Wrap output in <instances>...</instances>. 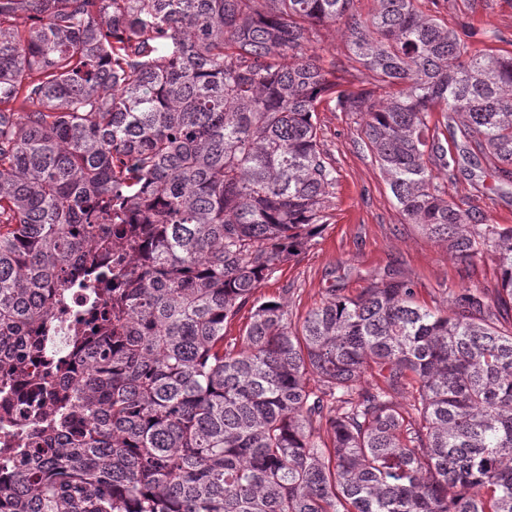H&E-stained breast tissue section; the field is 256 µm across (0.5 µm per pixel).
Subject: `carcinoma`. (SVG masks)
<instances>
[{
  "label": "carcinoma",
  "mask_w": 512,
  "mask_h": 512,
  "mask_svg": "<svg viewBox=\"0 0 512 512\" xmlns=\"http://www.w3.org/2000/svg\"><path fill=\"white\" fill-rule=\"evenodd\" d=\"M418 2L0 0L1 429L53 310L104 297L75 363L29 379L0 512H512V328L487 314L512 313V226L448 198L427 136L461 116L509 178L512 53ZM336 22L373 88L307 53ZM330 105L362 115L407 223L497 252L494 289L444 314L380 278L300 321L291 289L255 297L330 219Z\"/></svg>",
  "instance_id": "obj_1"
}]
</instances>
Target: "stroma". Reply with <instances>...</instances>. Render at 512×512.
<instances>
[{
  "instance_id": "35a3bbf8",
  "label": "stroma",
  "mask_w": 512,
  "mask_h": 512,
  "mask_svg": "<svg viewBox=\"0 0 512 512\" xmlns=\"http://www.w3.org/2000/svg\"><path fill=\"white\" fill-rule=\"evenodd\" d=\"M467 0H439L437 15L449 27L468 21L475 30L474 50L496 48L512 52V0H482L476 10ZM501 35L493 43L484 31ZM317 49L336 58V79L358 85L362 75L349 56L340 25L321 27ZM325 148L336 170V206L329 224L309 249L284 266L264 285L262 295L290 287L293 312L304 317L336 288L358 294L380 278L411 281L418 304L448 311L454 297L475 286L494 287L499 277L498 256L483 253L470 261L455 258L445 244L424 237L406 223L386 179L359 138L357 115L330 107L319 114ZM457 158L454 178L446 181L449 198L461 206H477L494 224L512 225V187L504 185L492 159L463 156L462 141L443 143Z\"/></svg>"
}]
</instances>
